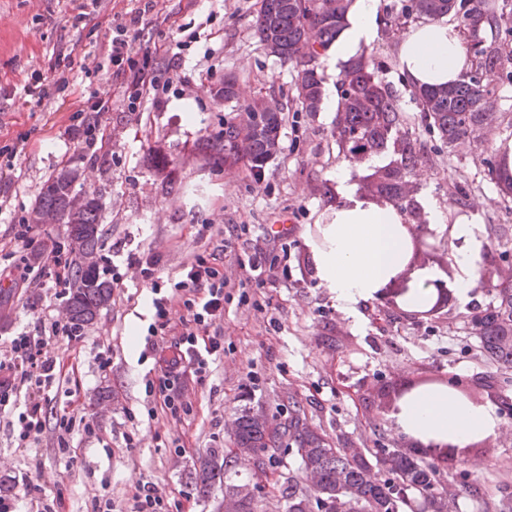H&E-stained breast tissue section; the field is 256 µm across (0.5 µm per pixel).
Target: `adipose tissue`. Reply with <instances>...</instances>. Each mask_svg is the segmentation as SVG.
I'll return each mask as SVG.
<instances>
[{"label":"adipose tissue","instance_id":"adipose-tissue-1","mask_svg":"<svg viewBox=\"0 0 512 512\" xmlns=\"http://www.w3.org/2000/svg\"><path fill=\"white\" fill-rule=\"evenodd\" d=\"M379 0H351L346 25L330 54L335 61L359 56L377 36ZM472 58L455 24L429 20L406 31L399 41V68L417 87H444L470 70ZM338 202L309 245L317 276L324 288L343 305L375 298L404 270L403 249L410 231L403 213L388 201L361 192L348 167L336 171ZM454 237L468 247L455 253L457 292L468 297L478 286V270L485 241L474 222L456 221ZM402 431L422 444L450 442L464 446L493 436L499 419L494 406L465 403L447 389L421 391L404 400L398 415Z\"/></svg>","mask_w":512,"mask_h":512}]
</instances>
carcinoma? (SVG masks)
Returning <instances> with one entry per match:
<instances>
[{
	"label": "carcinoma",
	"instance_id": "obj_1",
	"mask_svg": "<svg viewBox=\"0 0 512 512\" xmlns=\"http://www.w3.org/2000/svg\"><path fill=\"white\" fill-rule=\"evenodd\" d=\"M347 0H261L257 34L274 55L296 64L298 97L307 112H316L324 96L317 67L309 64L336 40L345 25ZM402 12L418 18L453 17L457 27L474 36L467 46L474 56L471 71L448 87L415 90L421 121L439 139L454 148L475 134L483 135L498 123V113L486 111L493 92L484 83L482 69L498 60L499 47L512 42V20L498 15L484 0H403ZM488 26L491 40L480 36ZM373 56L349 61L339 81V105L334 136L344 160L355 169L370 158L392 153L386 166L362 176L363 188L406 215L419 218L414 201V177L420 149L404 128L402 114ZM237 109L247 111L249 127L233 120L203 138L206 158L222 164L244 161L257 177L279 144L282 126L278 105L257 99ZM502 195L512 198V176L492 158L483 159ZM78 171L63 168L47 182L33 208L35 224L68 225V311L75 325L93 321L112 298V285L100 272V204L76 189ZM484 356L504 369L512 368V282L492 289L491 300L471 320ZM236 438L254 449L264 466L280 463L278 452L290 451L303 474L317 472L316 482L299 487L293 479L281 493L288 512H414L421 501L431 512H448L447 491L439 488V472L410 454L390 448L328 447L329 439L294 409L285 420L262 419L243 409L237 417ZM231 456L212 448L190 472L195 487L204 494L224 486Z\"/></svg>",
	"mask_w": 512,
	"mask_h": 512
}]
</instances>
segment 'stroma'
Wrapping results in <instances>:
<instances>
[{"label":"stroma","mask_w":512,"mask_h":512,"mask_svg":"<svg viewBox=\"0 0 512 512\" xmlns=\"http://www.w3.org/2000/svg\"><path fill=\"white\" fill-rule=\"evenodd\" d=\"M261 0H0V146L20 144L14 176L0 186V354L40 322H68L67 292L53 285L51 241H65L63 224H34L31 247L16 241L14 224L29 219L48 179L77 168V189L100 203V271L112 299L79 339L58 337L50 352L60 374L45 391L43 429L21 445L15 426L26 388L8 370L0 386L10 400L0 408V482L18 512H94L112 501L126 512L138 483L153 482L172 512H218L223 488L202 496L189 473L211 448H228L243 408L287 418L293 403L312 426L364 448H406L397 424L395 387L423 378L462 381L475 403L498 408L499 429L480 453L452 460L424 456L437 466L452 495V512H512V369H497L480 352L469 324L474 306L491 300L487 286L469 299L453 297L430 317L390 306L384 295L343 310L316 275L306 239L336 202L335 173L344 163L331 131L329 105L305 112L292 63L260 41L255 19ZM402 0H380L378 36L368 50L381 62L405 127L417 140V200L436 201L446 221L426 224L439 253L459 249L447 220L476 215L486 241L479 269L490 272L512 241V201L498 195L482 162L484 151L512 140V84L499 80L511 64L499 60L484 78L495 90L500 116L485 143L448 149L420 120L413 87L398 69L399 38L417 25L401 15ZM140 15L135 48L150 49L152 83L139 102L84 62L103 61L115 25ZM69 80L70 96L27 103L35 76ZM238 79L239 101L268 99L282 109L279 148L261 177L246 164L213 166L196 143L234 116L233 103L215 96L225 76ZM111 97L99 118L104 148H91L72 126L74 100ZM169 164L157 170L155 153ZM288 231L275 234L278 220ZM247 225L237 235L236 225ZM205 256L228 282L224 314L207 330L224 354L205 380L185 370L178 392L191 407L175 419L159 413L156 353L169 352L187 313L171 311L164 333L149 336L152 285L170 289L195 256ZM154 261L153 280L141 274ZM273 267L257 278L251 264ZM108 365H101L100 356ZM76 418L70 434L59 423ZM94 425L85 433L83 421ZM133 444H126V435Z\"/></svg>","instance_id":"stroma-1"}]
</instances>
